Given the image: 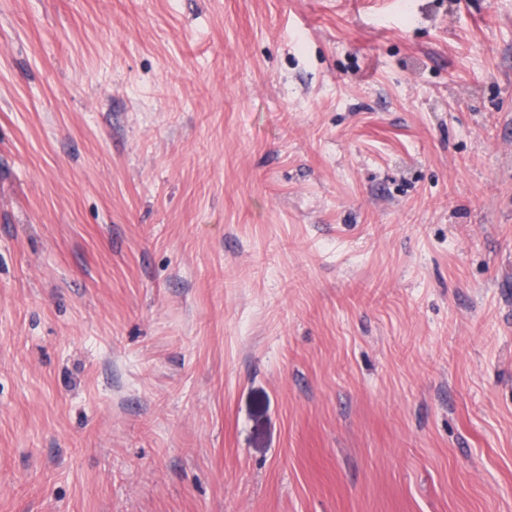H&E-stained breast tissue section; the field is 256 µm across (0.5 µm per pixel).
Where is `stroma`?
Segmentation results:
<instances>
[{
    "label": "stroma",
    "instance_id": "1",
    "mask_svg": "<svg viewBox=\"0 0 512 512\" xmlns=\"http://www.w3.org/2000/svg\"><path fill=\"white\" fill-rule=\"evenodd\" d=\"M0 512H512V0H0Z\"/></svg>",
    "mask_w": 512,
    "mask_h": 512
}]
</instances>
